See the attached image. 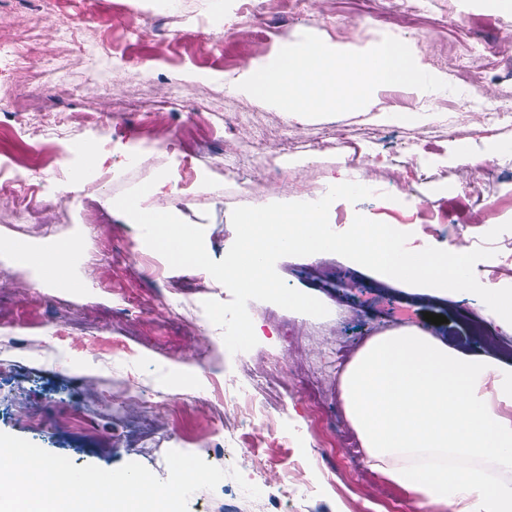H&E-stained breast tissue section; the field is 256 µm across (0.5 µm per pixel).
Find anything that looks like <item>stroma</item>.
I'll return each instance as SVG.
<instances>
[{
  "label": "stroma",
  "mask_w": 512,
  "mask_h": 512,
  "mask_svg": "<svg viewBox=\"0 0 512 512\" xmlns=\"http://www.w3.org/2000/svg\"><path fill=\"white\" fill-rule=\"evenodd\" d=\"M242 0H0L5 38L36 33L55 42L56 59H30L39 81L11 76L0 86V170L33 200L57 192L68 202L43 225L25 224L0 203V432L26 439L75 465L114 470L137 462L167 478L166 454L192 453L251 477L270 475L261 494L245 498L228 475L189 500V512H405L400 490L351 446L360 437L348 416L345 366L376 336L412 325L465 354L483 355L473 330L502 344L512 335L484 321L481 299L459 292L437 299L335 254L286 256L276 271L292 288L328 309L305 316L264 301L248 312L264 330L249 351L229 353L202 304L231 294L207 271L169 266L114 205L123 192L152 182L143 210L170 212L203 228L205 247L221 260L235 239L232 211L273 202H312L337 178L364 173L374 195L329 210L334 231L355 214L408 233L407 247L445 248L455 240L488 247L475 275L484 287L512 288V122L454 133L444 117L466 102L512 104V10L496 0H268L249 28L231 25ZM78 17L80 32L59 27ZM312 33L343 51H365L390 36L409 46L443 90L381 86L369 112L307 118L238 91L242 76ZM44 102L65 112L69 139L38 143L24 131L29 115L15 105ZM253 115L237 137L251 141L243 167L228 171L233 147L225 123ZM236 137V138H237ZM91 142L88 161L73 148ZM440 224L431 236L424 225ZM23 240L22 258L9 249ZM65 259L75 291L66 306L39 279L44 264ZM146 304L137 320L119 313L126 296ZM447 321L435 325L425 313ZM286 361L255 393L273 428L246 421L244 444L222 439L224 384L244 381L253 359ZM44 416L33 429L28 414ZM82 414L84 433L65 419ZM345 447H335L336 438Z\"/></svg>",
  "instance_id": "35a3bbf8"
}]
</instances>
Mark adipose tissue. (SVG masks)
I'll use <instances>...</instances> for the list:
<instances>
[{
  "label": "adipose tissue",
  "instance_id": "1",
  "mask_svg": "<svg viewBox=\"0 0 512 512\" xmlns=\"http://www.w3.org/2000/svg\"><path fill=\"white\" fill-rule=\"evenodd\" d=\"M349 417L370 466L407 512H512V366L411 328L373 339L349 367Z\"/></svg>",
  "mask_w": 512,
  "mask_h": 512
}]
</instances>
